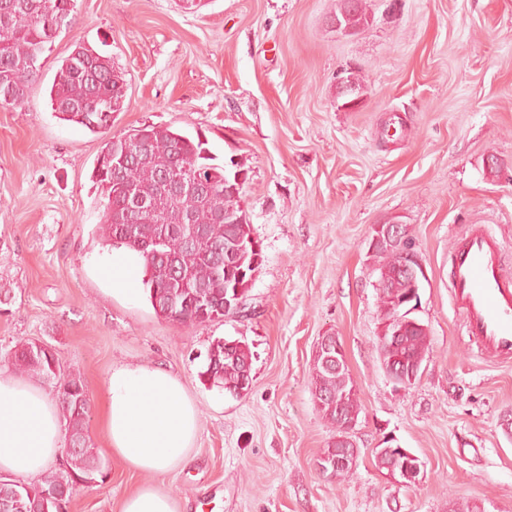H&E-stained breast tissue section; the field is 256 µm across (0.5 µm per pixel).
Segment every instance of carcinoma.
Segmentation results:
<instances>
[{
    "instance_id": "cac0c4a2",
    "label": "carcinoma",
    "mask_w": 512,
    "mask_h": 512,
    "mask_svg": "<svg viewBox=\"0 0 512 512\" xmlns=\"http://www.w3.org/2000/svg\"><path fill=\"white\" fill-rule=\"evenodd\" d=\"M75 0H0V105L23 104L30 87L39 77L40 58L62 30L69 26ZM329 17L341 28L356 35L369 27L370 15L365 0H336ZM127 83L112 60L94 49L77 45L62 60L49 91L52 110L63 121L91 133L104 134L112 127V114L121 111ZM149 144L140 153L133 141ZM207 142L168 127L147 125L122 137H107L93 169L92 178L100 189L105 208L100 224L107 242L136 251L143 259L148 300L156 315L178 324L204 326L221 320L224 299L235 294L236 272L224 263V248L244 258V269L252 259L264 261L260 242L252 237L251 224L241 206L243 190L233 193L226 187L234 173L214 163ZM185 181L180 197L168 195L163 175ZM213 179L216 190L201 195L193 190L195 176ZM146 202L147 209L133 222L129 211L133 202ZM236 219V238L228 241L226 224L218 213ZM204 229V235L191 244L184 242L190 224ZM379 269L396 273L406 258L396 248L378 246L374 250ZM409 284L396 280L378 294L381 324L395 319ZM380 361L404 371L423 365L432 351L430 333L414 329L397 343L376 341ZM34 342L19 341L7 353L11 365L21 373L53 384L61 408L69 443L74 447L56 470L41 475L34 483L15 486V481L0 476V512H30L33 501H44L48 512H58L50 497L53 490L72 491L78 479L97 461L87 441L86 421L89 402L85 384L46 354H34ZM254 353L244 338L219 339L207 350L199 378L233 396L242 385L246 370L252 369ZM312 396L322 418L332 430L331 440L321 452L331 461L346 442L345 424L358 420L361 400L350 379L329 369L324 354L314 359ZM339 401H334V397Z\"/></svg>"
}]
</instances>
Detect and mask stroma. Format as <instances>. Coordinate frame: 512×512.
I'll use <instances>...</instances> for the list:
<instances>
[{"mask_svg": "<svg viewBox=\"0 0 512 512\" xmlns=\"http://www.w3.org/2000/svg\"><path fill=\"white\" fill-rule=\"evenodd\" d=\"M336 0H76L41 58L26 103L0 106V369L18 341L50 345L84 380L87 434L106 472L69 512H118L146 483L109 449L106 381L147 364L176 375L200 411L188 462L163 477L182 512H512V362L468 345L448 295L449 254L473 224L503 241L512 271V0H367L355 36L326 23ZM111 58L127 82L111 132L154 125L203 136L248 174L242 203L264 262L251 312L204 326L156 316L148 299L107 292L111 246L92 180L103 137L58 119L57 69L76 45ZM354 74L362 106L338 108ZM497 155L507 173L483 169ZM407 224L425 278L415 313L432 352L419 381L395 389L376 348L373 225ZM344 347L362 402L350 478L320 471L331 432L310 375L320 336ZM242 337L248 394L198 377L212 341ZM425 465L415 486L376 467L387 439Z\"/></svg>", "mask_w": 512, "mask_h": 512, "instance_id": "1", "label": "stroma"}]
</instances>
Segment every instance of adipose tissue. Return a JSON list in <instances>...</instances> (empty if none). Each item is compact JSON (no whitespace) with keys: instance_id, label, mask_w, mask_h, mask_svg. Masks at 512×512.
I'll use <instances>...</instances> for the list:
<instances>
[{"instance_id":"1","label":"adipose tissue","mask_w":512,"mask_h":512,"mask_svg":"<svg viewBox=\"0 0 512 512\" xmlns=\"http://www.w3.org/2000/svg\"><path fill=\"white\" fill-rule=\"evenodd\" d=\"M142 258L117 252L107 267L113 298L133 303ZM105 427L113 454L147 478L120 512H181L158 483L186 461L199 429V410L183 383L150 365L121 366L107 380ZM64 448L55 402L40 388L0 370V475L33 477Z\"/></svg>"}]
</instances>
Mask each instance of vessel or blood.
<instances>
[{
  "label": "vessel or blood",
  "instance_id": "vessel-or-blood-1",
  "mask_svg": "<svg viewBox=\"0 0 512 512\" xmlns=\"http://www.w3.org/2000/svg\"><path fill=\"white\" fill-rule=\"evenodd\" d=\"M448 292L472 344L496 360H512V276L506 274L502 246L475 230L449 257Z\"/></svg>",
  "mask_w": 512,
  "mask_h": 512
}]
</instances>
